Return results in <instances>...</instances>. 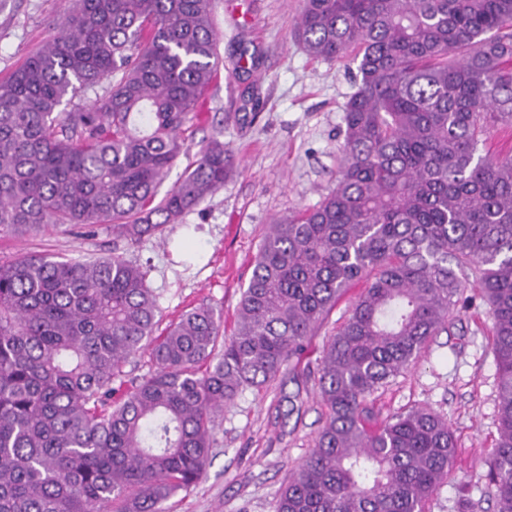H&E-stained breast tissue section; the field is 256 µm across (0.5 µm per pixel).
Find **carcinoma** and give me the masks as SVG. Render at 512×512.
<instances>
[{
    "mask_svg": "<svg viewBox=\"0 0 512 512\" xmlns=\"http://www.w3.org/2000/svg\"><path fill=\"white\" fill-rule=\"evenodd\" d=\"M294 37L356 65L336 186L267 225L230 335L205 306L155 334L145 273L119 254L0 264V512H165L203 474L215 414L361 280L319 364L328 417L275 512H423L452 426L424 406L372 425L368 400L472 306L469 285L497 365L488 497L512 512V155L486 150L512 129V0H303ZM222 63L211 0H74L0 81V230L108 220L136 244L178 223L237 166L217 133L159 196ZM145 349L153 370L125 383Z\"/></svg>",
    "mask_w": 512,
    "mask_h": 512,
    "instance_id": "obj_1",
    "label": "carcinoma"
}]
</instances>
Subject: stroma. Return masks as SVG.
Here are the masks:
<instances>
[{"instance_id": "obj_1", "label": "stroma", "mask_w": 512, "mask_h": 512, "mask_svg": "<svg viewBox=\"0 0 512 512\" xmlns=\"http://www.w3.org/2000/svg\"><path fill=\"white\" fill-rule=\"evenodd\" d=\"M72 0H0V81L8 79L56 31ZM301 0H213L218 47L243 69L221 70L208 94V112L185 133V149L164 187L196 159L202 139L221 133L237 168L163 236L134 245L113 238L109 224L93 233L59 228L18 237L0 233V263L50 252L64 257L119 253L140 265L167 327L205 304L232 330L242 288L266 224L316 205L336 183L343 141L342 107L354 71L311 59L293 40ZM257 84L260 109L240 94ZM365 288L351 284L303 353L259 388L243 390L215 419L210 460L200 481L166 504L167 512H274L289 475L310 454L328 409L319 395L322 351ZM491 321L475 304L456 314L415 363L369 400L377 420L428 406L452 424L457 448L448 481L425 512H455L461 496L493 512L485 462L498 438L496 363Z\"/></svg>"}]
</instances>
